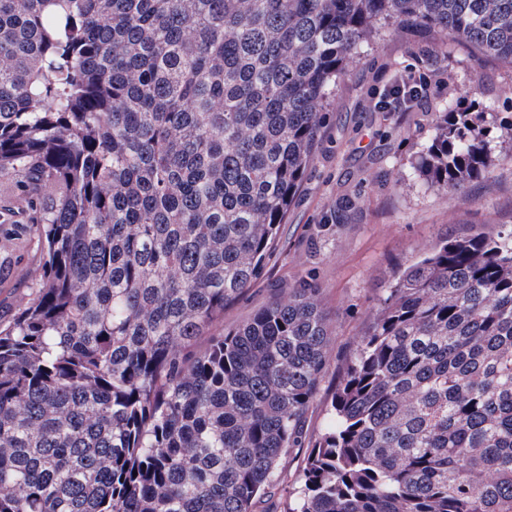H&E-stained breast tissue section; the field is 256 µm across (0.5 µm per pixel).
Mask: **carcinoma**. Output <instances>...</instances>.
I'll list each match as a JSON object with an SVG mask.
<instances>
[{
	"label": "carcinoma",
	"instance_id": "cac0c4a2",
	"mask_svg": "<svg viewBox=\"0 0 512 512\" xmlns=\"http://www.w3.org/2000/svg\"><path fill=\"white\" fill-rule=\"evenodd\" d=\"M412 22L512 67V0H0V178L38 287L0 321V512H253L301 442L331 329L275 255L336 84ZM479 113L421 157L489 174ZM284 512H512V230L384 289Z\"/></svg>",
	"mask_w": 512,
	"mask_h": 512
}]
</instances>
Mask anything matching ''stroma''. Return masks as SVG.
Returning <instances> with one entry per match:
<instances>
[{
	"label": "stroma",
	"instance_id": "1",
	"mask_svg": "<svg viewBox=\"0 0 512 512\" xmlns=\"http://www.w3.org/2000/svg\"><path fill=\"white\" fill-rule=\"evenodd\" d=\"M435 37L414 28L375 39L336 87L304 189L279 228L275 262L224 310V325L247 321L281 288L305 282L321 291L332 321L328 360L304 421L303 447L279 461L282 486L298 479L312 443L328 427L339 377L397 267L444 238L512 229V69L477 61L454 45L434 61ZM439 74L444 84L410 112H380L391 74ZM487 115L491 174L457 194H442L414 168L447 102ZM28 194L0 181V320L25 301L39 278V251L30 229Z\"/></svg>",
	"mask_w": 512,
	"mask_h": 512
}]
</instances>
